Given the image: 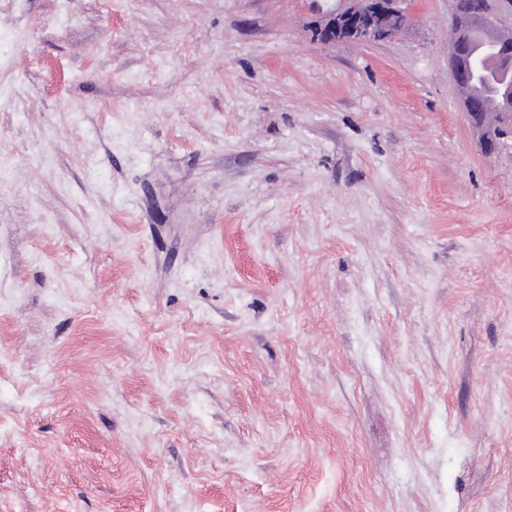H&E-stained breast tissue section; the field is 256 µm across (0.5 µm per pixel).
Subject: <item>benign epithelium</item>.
<instances>
[{
	"mask_svg": "<svg viewBox=\"0 0 512 512\" xmlns=\"http://www.w3.org/2000/svg\"><path fill=\"white\" fill-rule=\"evenodd\" d=\"M405 0H341L338 8L320 17L313 31L314 40L321 45H334L344 41L380 42L407 26L408 14L403 7ZM512 18V0H494L490 9L478 19L477 24L497 42L512 34V26L505 20ZM450 53L456 59L451 71L456 84H478L491 78L485 57L471 54L467 60L459 59L458 42L451 43ZM467 119L477 134L481 147L499 151L512 146V126L489 124L480 112L467 106Z\"/></svg>",
	"mask_w": 512,
	"mask_h": 512,
	"instance_id": "benign-epithelium-1",
	"label": "benign epithelium"
}]
</instances>
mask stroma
I'll list each match as a JSON object with an SVG mask.
<instances>
[{
  "instance_id": "obj_1",
  "label": "stroma",
  "mask_w": 512,
  "mask_h": 512,
  "mask_svg": "<svg viewBox=\"0 0 512 512\" xmlns=\"http://www.w3.org/2000/svg\"><path fill=\"white\" fill-rule=\"evenodd\" d=\"M338 4L0 0V512H512V152Z\"/></svg>"
}]
</instances>
